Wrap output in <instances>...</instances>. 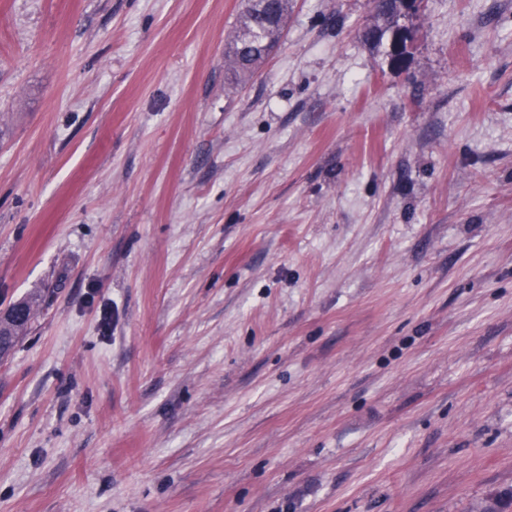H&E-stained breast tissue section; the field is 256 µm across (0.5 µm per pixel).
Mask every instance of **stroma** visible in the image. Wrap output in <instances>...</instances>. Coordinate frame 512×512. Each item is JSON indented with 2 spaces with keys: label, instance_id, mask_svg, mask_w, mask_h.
<instances>
[{
  "label": "stroma",
  "instance_id": "stroma-1",
  "mask_svg": "<svg viewBox=\"0 0 512 512\" xmlns=\"http://www.w3.org/2000/svg\"><path fill=\"white\" fill-rule=\"evenodd\" d=\"M0 0V512H482L512 488V0ZM289 0H247L237 31L224 44L228 84L235 87L253 76L282 37ZM395 2L396 0H373L375 16L382 21V26L375 24L362 31V38L371 46H379L388 31H393V34L396 32L394 29L401 15ZM17 303L24 304L28 310V312L22 310L18 311V313H20L22 316H28L29 314V318L25 322H15L13 320L7 319L6 317L1 319L0 340L2 355L6 354L11 349L18 335L28 327V324L30 323L33 316L36 301L33 299H23Z\"/></svg>",
  "mask_w": 512,
  "mask_h": 512
}]
</instances>
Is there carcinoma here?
Segmentation results:
<instances>
[{
	"instance_id": "1",
	"label": "carcinoma",
	"mask_w": 512,
	"mask_h": 512,
	"mask_svg": "<svg viewBox=\"0 0 512 512\" xmlns=\"http://www.w3.org/2000/svg\"><path fill=\"white\" fill-rule=\"evenodd\" d=\"M289 0H247L237 31L224 44V68L230 87L253 76L266 62L282 37L288 20ZM382 24L364 28L362 38L373 47L395 29L401 18L396 0H373ZM28 322L0 320V352L7 353Z\"/></svg>"
}]
</instances>
